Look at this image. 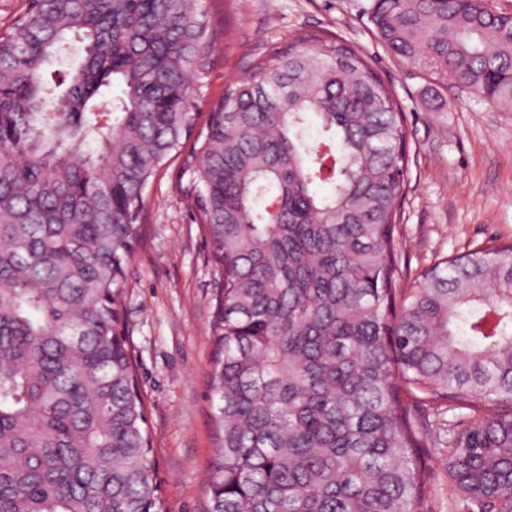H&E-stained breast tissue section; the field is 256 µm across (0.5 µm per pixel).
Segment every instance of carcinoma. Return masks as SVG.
<instances>
[{"label": "carcinoma", "instance_id": "1", "mask_svg": "<svg viewBox=\"0 0 512 512\" xmlns=\"http://www.w3.org/2000/svg\"><path fill=\"white\" fill-rule=\"evenodd\" d=\"M371 21L512 106L498 0H373ZM210 30L203 0H26L0 33V512H163L120 306L145 192L191 136L222 279L209 512H423L431 443L454 512H512V245L403 282L408 129L363 51L299 35L197 131ZM71 37L81 59L47 70Z\"/></svg>", "mask_w": 512, "mask_h": 512}]
</instances>
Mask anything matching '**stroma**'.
Listing matches in <instances>:
<instances>
[{"instance_id": "1", "label": "stroma", "mask_w": 512, "mask_h": 512, "mask_svg": "<svg viewBox=\"0 0 512 512\" xmlns=\"http://www.w3.org/2000/svg\"><path fill=\"white\" fill-rule=\"evenodd\" d=\"M211 63L199 116L271 46L307 31L360 48L407 118L409 192L397 234L401 261L419 272L441 257L512 244V111L431 86L389 56L370 21L372 0H205ZM172 159L148 191L141 241L125 268L122 324L134 347L164 512H208L217 457L211 322L220 283Z\"/></svg>"}]
</instances>
